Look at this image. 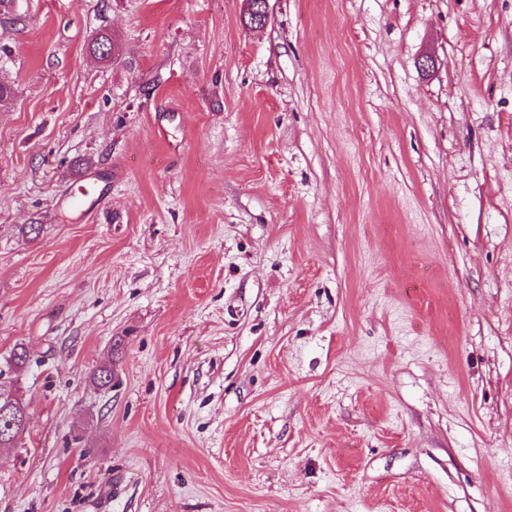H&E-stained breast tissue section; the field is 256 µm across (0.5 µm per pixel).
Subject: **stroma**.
I'll return each mask as SVG.
<instances>
[{"mask_svg": "<svg viewBox=\"0 0 512 512\" xmlns=\"http://www.w3.org/2000/svg\"><path fill=\"white\" fill-rule=\"evenodd\" d=\"M269 11L0 12V512H512V0ZM27 409L17 398L0 394V447L12 446L24 430Z\"/></svg>", "mask_w": 512, "mask_h": 512, "instance_id": "1", "label": "stroma"}]
</instances>
